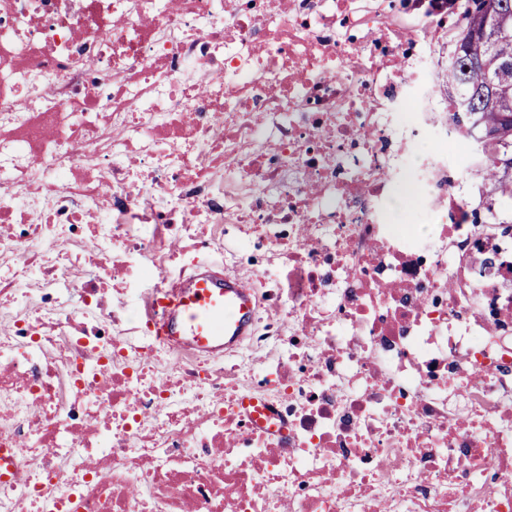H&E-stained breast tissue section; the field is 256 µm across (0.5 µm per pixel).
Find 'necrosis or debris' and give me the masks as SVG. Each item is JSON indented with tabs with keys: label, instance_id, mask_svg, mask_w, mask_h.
<instances>
[{
	"label": "necrosis or debris",
	"instance_id": "4bbe7bcc",
	"mask_svg": "<svg viewBox=\"0 0 512 512\" xmlns=\"http://www.w3.org/2000/svg\"><path fill=\"white\" fill-rule=\"evenodd\" d=\"M448 15L0 0V512H512V197L416 93ZM264 248L237 345L153 336L178 256Z\"/></svg>",
	"mask_w": 512,
	"mask_h": 512
}]
</instances>
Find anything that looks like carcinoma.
Wrapping results in <instances>:
<instances>
[{"mask_svg":"<svg viewBox=\"0 0 512 512\" xmlns=\"http://www.w3.org/2000/svg\"><path fill=\"white\" fill-rule=\"evenodd\" d=\"M448 61L452 68L438 71L437 78L448 90L454 123L466 127L476 138L480 137V127L474 125L476 120L484 125L512 128V106L505 108L499 104L504 95L512 96V69L500 68L503 61L512 63V20L489 38L482 33L476 37L457 33ZM483 155L486 179L500 194L512 195V175L505 176L506 168H512V135L493 149L483 148Z\"/></svg>","mask_w":512,"mask_h":512,"instance_id":"cac0c4a2","label":"carcinoma"}]
</instances>
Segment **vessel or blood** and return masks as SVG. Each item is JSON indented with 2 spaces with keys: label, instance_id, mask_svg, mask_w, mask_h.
Wrapping results in <instances>:
<instances>
[{
  "label": "vessel or blood",
  "instance_id": "vessel-or-blood-1",
  "mask_svg": "<svg viewBox=\"0 0 512 512\" xmlns=\"http://www.w3.org/2000/svg\"><path fill=\"white\" fill-rule=\"evenodd\" d=\"M250 291L240 276L196 268L174 292L160 293L155 334L169 343L184 342L207 353L223 354L247 334L255 319Z\"/></svg>",
  "mask_w": 512,
  "mask_h": 512
}]
</instances>
